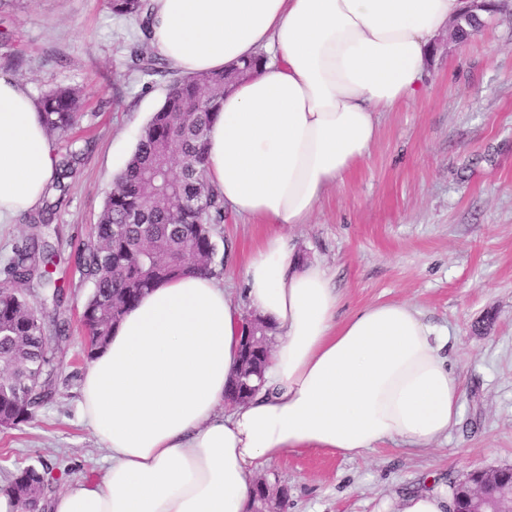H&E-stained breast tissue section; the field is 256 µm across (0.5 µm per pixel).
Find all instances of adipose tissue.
I'll list each match as a JSON object with an SVG mask.
<instances>
[{
	"instance_id": "obj_1",
	"label": "adipose tissue",
	"mask_w": 512,
	"mask_h": 512,
	"mask_svg": "<svg viewBox=\"0 0 512 512\" xmlns=\"http://www.w3.org/2000/svg\"><path fill=\"white\" fill-rule=\"evenodd\" d=\"M150 46L185 75L244 59L207 136V178L231 213L267 227L225 280L185 274L146 291L97 350L80 387L106 453L94 480H63L46 512H251L255 472L320 448L361 458L387 441L423 449L462 408L447 337L414 306L340 317L323 264L290 227L369 156L379 113L419 97L435 36L464 0H151ZM57 158L39 107L0 77V223L35 209ZM275 338L262 390L225 409L245 312Z\"/></svg>"
}]
</instances>
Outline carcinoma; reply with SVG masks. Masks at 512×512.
I'll use <instances>...</instances> for the list:
<instances>
[{
  "label": "carcinoma",
  "mask_w": 512,
  "mask_h": 512,
  "mask_svg": "<svg viewBox=\"0 0 512 512\" xmlns=\"http://www.w3.org/2000/svg\"><path fill=\"white\" fill-rule=\"evenodd\" d=\"M118 16L139 21L144 40L152 22L146 0H107ZM135 67L146 75L167 72L163 59L136 48ZM255 61L220 73L177 76L165 101L142 129L135 151L108 194L98 222L77 250L76 260L90 284L83 323L94 336L87 360L104 346L112 327L149 288L186 273L216 271L218 227L224 223V200L206 177L207 131L224 100V77L247 74ZM82 92L58 87L40 99L48 135L64 136L79 125ZM73 150L56 167L54 187L73 172ZM56 248L36 231L15 246L0 283V420L10 426L31 421L55 394V349L69 337L61 317L62 289L54 278ZM35 283L40 301L24 285ZM263 353L240 360L249 385L261 378ZM50 467L27 466L13 473L7 487L30 512H41L52 492Z\"/></svg>",
  "instance_id": "1"
}]
</instances>
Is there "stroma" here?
Here are the masks:
<instances>
[{
	"label": "stroma",
	"instance_id": "35a3bbf8",
	"mask_svg": "<svg viewBox=\"0 0 512 512\" xmlns=\"http://www.w3.org/2000/svg\"><path fill=\"white\" fill-rule=\"evenodd\" d=\"M476 35L437 38L424 94L379 116L368 159L289 228L302 258L322 261L343 314L406 301L447 330L463 412L426 450L389 442L367 458L321 449L265 472L288 491V512H384L385 505L473 470L512 466V0ZM138 23L106 0H0V76L34 97L80 88L88 148L66 191L46 198L70 337L57 352L56 393L34 419L0 430V485L47 462L58 478H97L103 453L79 409L86 365L80 321L91 291L75 253L112 189L113 172L164 101L168 76L131 69ZM263 230L225 213L219 237L243 259Z\"/></svg>",
	"mask_w": 512,
	"mask_h": 512
}]
</instances>
